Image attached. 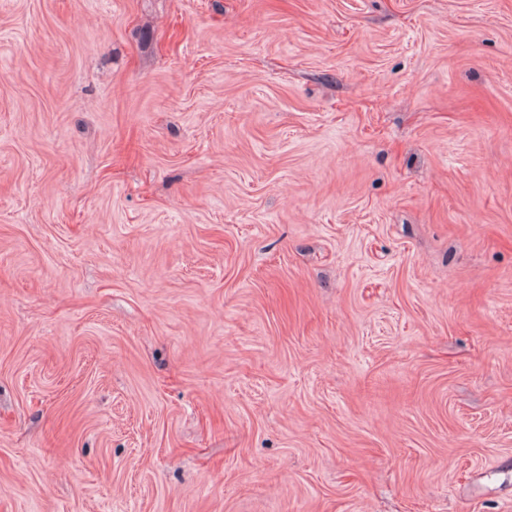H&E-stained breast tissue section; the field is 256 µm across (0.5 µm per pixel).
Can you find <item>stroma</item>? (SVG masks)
Wrapping results in <instances>:
<instances>
[{"label": "stroma", "instance_id": "35a3bbf8", "mask_svg": "<svg viewBox=\"0 0 512 512\" xmlns=\"http://www.w3.org/2000/svg\"><path fill=\"white\" fill-rule=\"evenodd\" d=\"M0 0V512H512V0Z\"/></svg>", "mask_w": 512, "mask_h": 512}]
</instances>
